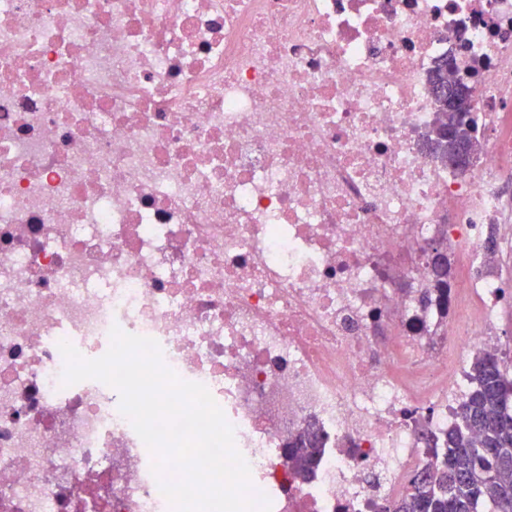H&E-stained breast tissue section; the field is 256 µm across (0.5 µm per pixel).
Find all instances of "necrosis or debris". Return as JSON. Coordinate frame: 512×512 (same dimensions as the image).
Wrapping results in <instances>:
<instances>
[{
	"label": "necrosis or debris",
	"instance_id": "4bbe7bcc",
	"mask_svg": "<svg viewBox=\"0 0 512 512\" xmlns=\"http://www.w3.org/2000/svg\"><path fill=\"white\" fill-rule=\"evenodd\" d=\"M443 59L464 171L428 147ZM508 324L512 0H0V512H171L60 341L156 340L270 512H390ZM444 62L439 64L430 76V83L432 85V77L434 75L433 85L439 82L444 74V70L441 69ZM434 95L437 99L444 101L448 104V108L445 112H466L470 105V95L468 88L457 83L454 76H448V81H441L436 84Z\"/></svg>",
	"mask_w": 512,
	"mask_h": 512
}]
</instances>
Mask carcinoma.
Wrapping results in <instances>:
<instances>
[{"instance_id": "carcinoma-1", "label": "carcinoma", "mask_w": 512, "mask_h": 512, "mask_svg": "<svg viewBox=\"0 0 512 512\" xmlns=\"http://www.w3.org/2000/svg\"><path fill=\"white\" fill-rule=\"evenodd\" d=\"M478 120L468 112L457 122L458 132L474 138ZM448 268L433 265L440 300L448 290ZM469 377L473 388L459 407L464 425L439 441L431 469L412 481L394 512H512V381L487 357L471 363ZM288 460L307 470L314 454L301 445Z\"/></svg>"}]
</instances>
